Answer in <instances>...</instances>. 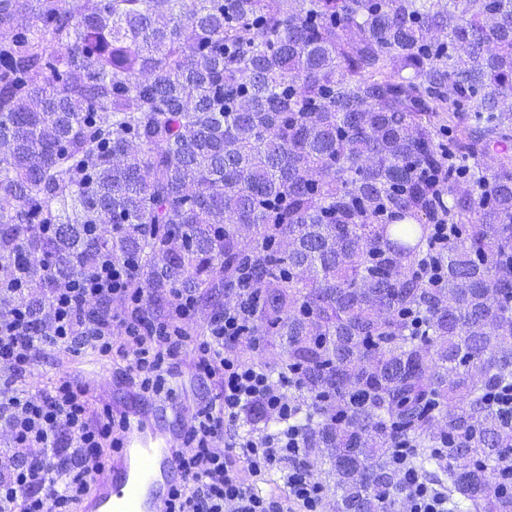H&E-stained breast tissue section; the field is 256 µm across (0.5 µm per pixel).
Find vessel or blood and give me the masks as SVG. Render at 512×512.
<instances>
[{
	"mask_svg": "<svg viewBox=\"0 0 512 512\" xmlns=\"http://www.w3.org/2000/svg\"><path fill=\"white\" fill-rule=\"evenodd\" d=\"M83 379L96 399L122 387L118 379L100 371L86 372ZM123 417L116 460L93 473L81 512H164L170 489L182 475L179 452L184 448L188 411L131 398L123 405Z\"/></svg>",
	"mask_w": 512,
	"mask_h": 512,
	"instance_id": "obj_1",
	"label": "vessel or blood"
}]
</instances>
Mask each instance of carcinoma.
Here are the masks:
<instances>
[{"mask_svg":"<svg viewBox=\"0 0 512 512\" xmlns=\"http://www.w3.org/2000/svg\"><path fill=\"white\" fill-rule=\"evenodd\" d=\"M511 138L512 0H0V255L252 289L337 512H399L403 434L512 512Z\"/></svg>","mask_w":512,"mask_h":512,"instance_id":"obj_1","label":"carcinoma"}]
</instances>
